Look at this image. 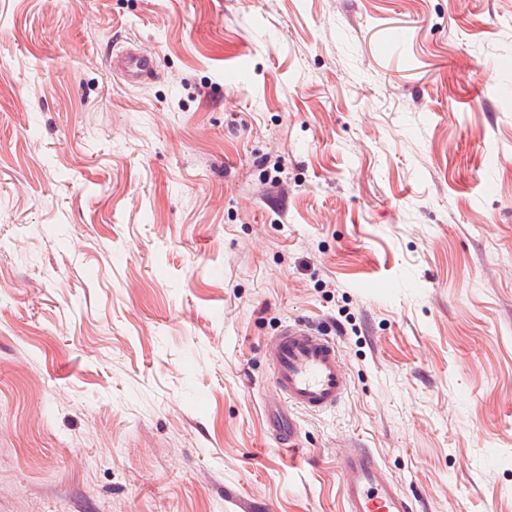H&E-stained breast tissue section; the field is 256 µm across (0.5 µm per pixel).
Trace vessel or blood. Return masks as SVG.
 <instances>
[{
    "mask_svg": "<svg viewBox=\"0 0 512 512\" xmlns=\"http://www.w3.org/2000/svg\"><path fill=\"white\" fill-rule=\"evenodd\" d=\"M112 72L135 84L157 73L155 57L134 49L113 54ZM271 373L270 424L279 446L298 444L294 411L322 413L336 409L349 390V379L335 343L310 326H281L265 343ZM345 512H414L411 497L395 482L368 448L350 445L337 461Z\"/></svg>",
    "mask_w": 512,
    "mask_h": 512,
    "instance_id": "1",
    "label": "vessel or blood"
}]
</instances>
